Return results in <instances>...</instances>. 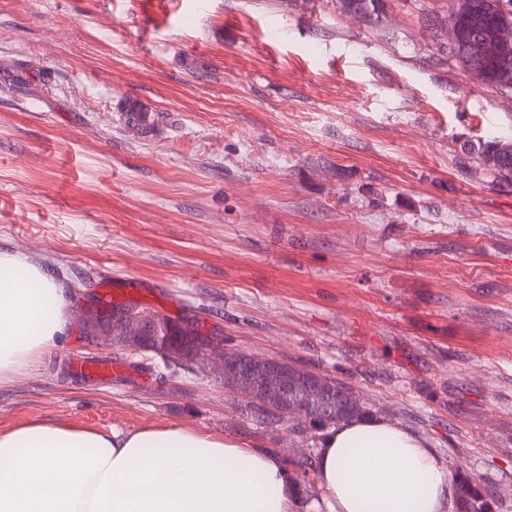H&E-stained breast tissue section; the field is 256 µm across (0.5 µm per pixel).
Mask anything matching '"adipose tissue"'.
<instances>
[{
	"instance_id": "ef3b65f1",
	"label": "adipose tissue",
	"mask_w": 512,
	"mask_h": 512,
	"mask_svg": "<svg viewBox=\"0 0 512 512\" xmlns=\"http://www.w3.org/2000/svg\"><path fill=\"white\" fill-rule=\"evenodd\" d=\"M71 299L21 252L0 251V383L66 338ZM327 512H453L448 467L384 418L340 423L319 440ZM275 456L182 426L104 430L34 421L0 433V512H297Z\"/></svg>"
}]
</instances>
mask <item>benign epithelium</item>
Masks as SVG:
<instances>
[{"label": "benign epithelium", "instance_id": "obj_1", "mask_svg": "<svg viewBox=\"0 0 512 512\" xmlns=\"http://www.w3.org/2000/svg\"><path fill=\"white\" fill-rule=\"evenodd\" d=\"M111 327L127 334L124 347L132 351L166 353L172 352V330L179 329L178 358L215 365L224 388L249 402L278 404L284 422L307 428L336 405V389L325 374L281 358L228 349L197 320L171 319L143 306L114 305Z\"/></svg>", "mask_w": 512, "mask_h": 512}]
</instances>
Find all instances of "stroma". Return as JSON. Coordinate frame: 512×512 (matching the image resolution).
Returning <instances> with one entry per match:
<instances>
[{
    "label": "stroma",
    "instance_id": "stroma-1",
    "mask_svg": "<svg viewBox=\"0 0 512 512\" xmlns=\"http://www.w3.org/2000/svg\"><path fill=\"white\" fill-rule=\"evenodd\" d=\"M446 0H0V251L69 288L67 338L0 386L33 420L317 448L213 371L83 333L96 297L352 385L512 512V189L456 162L512 97L436 65ZM157 116L125 124L128 104ZM119 368L109 382L74 370ZM340 4L344 12L372 23L379 21L384 14L386 0H340Z\"/></svg>",
    "mask_w": 512,
    "mask_h": 512
}]
</instances>
